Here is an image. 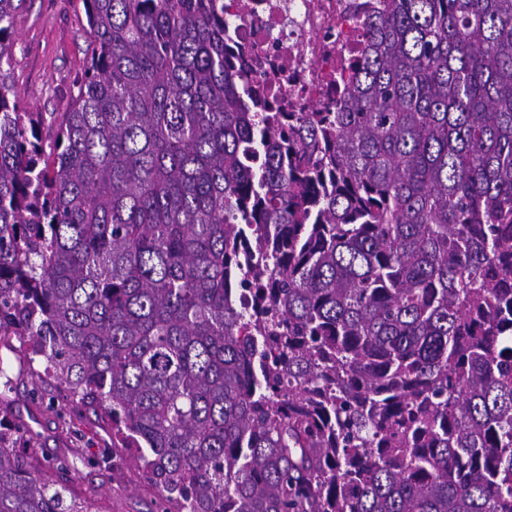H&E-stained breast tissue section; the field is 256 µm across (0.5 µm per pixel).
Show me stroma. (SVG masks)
I'll return each mask as SVG.
<instances>
[{"label":"stroma","mask_w":512,"mask_h":512,"mask_svg":"<svg viewBox=\"0 0 512 512\" xmlns=\"http://www.w3.org/2000/svg\"><path fill=\"white\" fill-rule=\"evenodd\" d=\"M88 35L81 0H21L9 46L18 98L32 112L65 111L73 80L87 59ZM15 337L0 338V361L10 367L9 386L0 385V419L34 438L36 463L63 461L57 484L69 494L92 497L98 512H162L158 495L132 464L129 451L112 446V424L92 411L68 404L64 388L46 382L32 392L33 366L20 358Z\"/></svg>","instance_id":"1"}]
</instances>
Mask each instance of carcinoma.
Listing matches in <instances>:
<instances>
[{"mask_svg":"<svg viewBox=\"0 0 512 512\" xmlns=\"http://www.w3.org/2000/svg\"><path fill=\"white\" fill-rule=\"evenodd\" d=\"M63 112L0 0V336L163 512H512V0H376L334 112L224 0H82ZM0 420V512L65 501Z\"/></svg>","mask_w":512,"mask_h":512,"instance_id":"1","label":"carcinoma"}]
</instances>
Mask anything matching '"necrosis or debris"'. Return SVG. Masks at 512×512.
<instances>
[{"instance_id":"4bbe7bcc","label":"necrosis or debris","mask_w":512,"mask_h":512,"mask_svg":"<svg viewBox=\"0 0 512 512\" xmlns=\"http://www.w3.org/2000/svg\"><path fill=\"white\" fill-rule=\"evenodd\" d=\"M373 0H230L232 43L243 48L252 84L283 108L328 107V82L354 57L359 44L348 15Z\"/></svg>"}]
</instances>
